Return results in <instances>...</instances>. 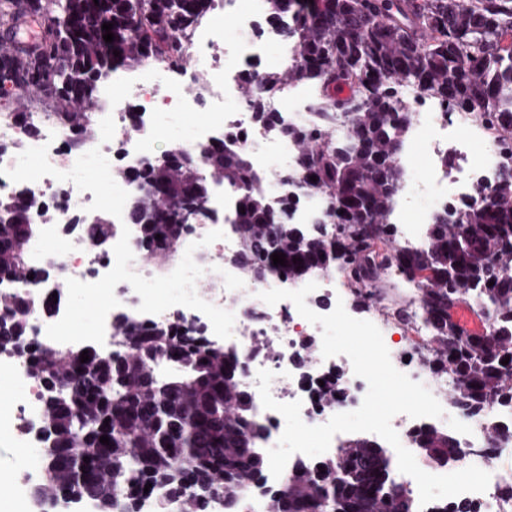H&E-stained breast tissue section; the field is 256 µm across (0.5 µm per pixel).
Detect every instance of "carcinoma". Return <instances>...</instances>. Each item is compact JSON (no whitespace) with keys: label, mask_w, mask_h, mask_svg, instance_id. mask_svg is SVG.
Instances as JSON below:
<instances>
[{"label":"carcinoma","mask_w":512,"mask_h":512,"mask_svg":"<svg viewBox=\"0 0 512 512\" xmlns=\"http://www.w3.org/2000/svg\"><path fill=\"white\" fill-rule=\"evenodd\" d=\"M212 7L213 0H0V92L10 93L11 116L38 134L27 106L42 95L53 108L45 119L78 144L96 131L98 81L153 59L184 65L189 45L182 34ZM267 8L271 24L292 19L281 33L297 61L280 76L246 79L242 93L258 122L278 126L257 86L273 93L310 81L321 87L322 116L343 118L337 138L330 124L290 131L297 163L281 177L324 202L323 227L298 230L289 198L274 202L260 187L247 147L217 139L198 151L175 145L137 168L112 170L113 179L135 186L126 221L139 226V247L166 262L185 230L208 215L214 185L231 188L227 221L247 277L282 274L297 283L336 270L365 309L377 303L366 289L394 269L417 282L430 328L424 364L453 379L451 403L472 415L512 408V133L501 139L511 163L498 174L495 199L477 188L462 205L437 213L421 249H395L391 221L404 181L395 153L413 120L400 98L403 82L512 129V0H267ZM105 23L113 24L111 43L103 39ZM29 195L0 197V283L28 274L27 248L37 230ZM274 253L285 254L286 265H273ZM468 301L488 318L487 330L470 331L454 319V308ZM29 306L27 296L0 295V355L23 347L41 385L46 453L32 488L39 512L86 504L92 512H140L148 483L164 493L161 512H209L221 487L224 512H236L266 463L258 448L264 429L241 389L234 348L173 323L144 330L124 318L112 325L117 348L110 356L90 349L83 363L82 347L35 354ZM417 445L435 464L459 456L444 432L424 430ZM267 512L420 506L394 486L389 451L357 437L323 462L298 464L287 489H268Z\"/></svg>","instance_id":"1"}]
</instances>
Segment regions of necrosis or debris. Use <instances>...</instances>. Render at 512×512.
Segmentation results:
<instances>
[{
    "instance_id": "necrosis-or-debris-1",
    "label": "necrosis or debris",
    "mask_w": 512,
    "mask_h": 512,
    "mask_svg": "<svg viewBox=\"0 0 512 512\" xmlns=\"http://www.w3.org/2000/svg\"><path fill=\"white\" fill-rule=\"evenodd\" d=\"M215 10L229 19L231 27L223 29L208 17L186 34L193 67L154 61L99 81L96 99L105 131L86 137L77 152L68 150L67 135L57 126L42 124L40 134L32 138L23 125L0 117V196L27 188L46 203L33 215L40 226L27 260L34 276L9 284L8 289L32 298L28 323L43 350L94 345L98 337L111 335L112 322L120 315L145 325L179 317L211 342L237 347L241 383L252 398L256 421L266 429L259 444L265 452L277 444L285 421L263 407L259 370L273 372L270 391L276 401H301V419L310 426L358 409L368 389L366 381L355 376L348 357L323 358L321 325L303 318L291 301L270 306L260 299V292L281 287L283 278L253 283L241 270L225 264V257L238 251L239 241L215 231L211 220H203L180 239L170 263L149 262L137 246L135 225L124 221L126 202L135 189L112 179L116 160L135 165L154 157L168 120L185 119L201 108L207 117L193 123L183 147L198 150L217 138H243L265 192L273 197L283 194L278 175L296 162L287 130L318 123L320 88L314 83L286 86L266 96L264 108L278 114L282 129L265 131L255 123L240 88L246 76L273 77L291 68L295 53L267 23L266 0H216ZM401 97L411 102L414 120L395 157L407 180L395 198L392 244L413 250L425 244L426 226L434 214L467 196L474 186H481L485 197H494L505 162L499 148L505 131L475 113L447 108L408 83L402 86ZM107 184L112 187L108 196L103 193ZM102 214L113 224L110 248L97 249L79 235L59 241L60 229L75 218L91 220ZM104 281L112 284L111 298L101 303L92 328L75 331L67 295L93 292ZM172 283L190 297V304L156 300L154 289ZM228 308L235 312L230 322L224 317ZM365 318L380 329L393 365L422 383L444 410L440 418L394 416L392 426L402 445L416 451V436L425 429L448 433L461 450L454 470L474 465L491 475L485 492L465 493L464 501L474 512H512V496L506 493L512 487V468L500 462L503 453L512 450V409L472 416L454 407L446 395L451 379L427 372L421 360L419 349L429 336L425 323L403 325L386 312L372 310ZM398 335L403 344L395 343ZM6 367L25 391L15 407L16 421H40L39 382L24 363L12 360ZM337 373L342 376L339 398L332 403L320 400L321 382Z\"/></svg>"
}]
</instances>
